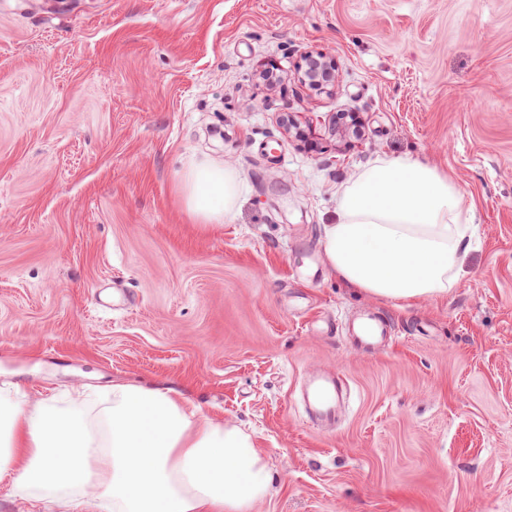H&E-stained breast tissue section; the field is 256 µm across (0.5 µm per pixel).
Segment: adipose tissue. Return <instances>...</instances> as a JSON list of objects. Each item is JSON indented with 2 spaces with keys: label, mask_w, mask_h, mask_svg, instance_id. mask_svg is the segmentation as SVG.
<instances>
[{
  "label": "adipose tissue",
  "mask_w": 512,
  "mask_h": 512,
  "mask_svg": "<svg viewBox=\"0 0 512 512\" xmlns=\"http://www.w3.org/2000/svg\"><path fill=\"white\" fill-rule=\"evenodd\" d=\"M193 223L216 226L234 212L239 173L191 158L177 175ZM475 216L457 182L410 157L363 166L340 189L323 248L333 273L370 298L414 304L446 297L464 270ZM104 417L85 401L30 404L0 385V476L17 495L47 494L79 512L85 490L102 488L112 512H251L273 475L253 437L203 420L171 388L113 384Z\"/></svg>",
  "instance_id": "1"
}]
</instances>
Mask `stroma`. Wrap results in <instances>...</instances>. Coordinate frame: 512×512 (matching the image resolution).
I'll list each match as a JSON object with an SVG mask.
<instances>
[{"label": "stroma", "instance_id": "1", "mask_svg": "<svg viewBox=\"0 0 512 512\" xmlns=\"http://www.w3.org/2000/svg\"><path fill=\"white\" fill-rule=\"evenodd\" d=\"M308 53L334 87L299 84ZM193 156L242 177L220 226L179 206ZM396 156L475 212L447 297L403 307L322 246ZM362 311L388 347L348 345ZM320 369L350 387L331 431L291 396ZM0 382L180 391L263 448L253 512H512V0H0Z\"/></svg>", "mask_w": 512, "mask_h": 512}]
</instances>
